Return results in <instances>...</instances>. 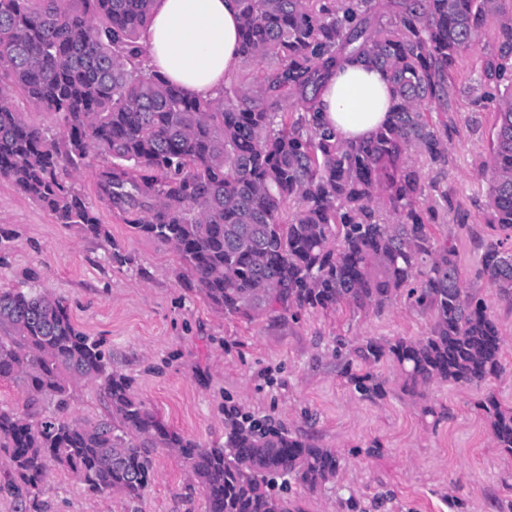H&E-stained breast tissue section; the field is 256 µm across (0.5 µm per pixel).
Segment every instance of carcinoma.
<instances>
[{"label": "carcinoma", "mask_w": 512, "mask_h": 512, "mask_svg": "<svg viewBox=\"0 0 512 512\" xmlns=\"http://www.w3.org/2000/svg\"><path fill=\"white\" fill-rule=\"evenodd\" d=\"M154 0H0V177L58 224L102 237L109 258L129 257L84 194L59 177L93 156L99 200L133 233L172 246L194 287L226 316L272 312L381 313L405 295L429 315L426 335L355 348L365 398L385 395L369 368L389 361L404 392L435 382L498 377L502 332L465 287L454 239L437 240L424 168L448 166L455 110L452 73L495 23L481 51V98L493 105L488 224L476 276L512 303V0H236L241 64L214 99L186 95L143 66L141 32ZM346 58L384 71L390 119L345 143L319 120L315 96ZM23 96L54 114L51 139L16 106ZM300 108H290V99ZM26 394L0 407V492L21 503L54 468L93 496L140 500L155 477L151 449L178 453L203 489L205 512H291L282 492L336 480L332 448L229 414L224 444L207 448L169 428L112 369L102 343L62 301L0 290V381ZM98 386L106 413L72 417L80 384ZM478 406L493 444L512 454V408L488 392Z\"/></svg>", "instance_id": "1"}]
</instances>
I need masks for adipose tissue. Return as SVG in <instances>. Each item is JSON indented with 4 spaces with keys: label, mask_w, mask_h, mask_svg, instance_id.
I'll return each mask as SVG.
<instances>
[{
    "label": "adipose tissue",
    "mask_w": 512,
    "mask_h": 512,
    "mask_svg": "<svg viewBox=\"0 0 512 512\" xmlns=\"http://www.w3.org/2000/svg\"><path fill=\"white\" fill-rule=\"evenodd\" d=\"M238 26L234 0H156L148 64L188 96L215 98L241 64ZM319 101L322 121L347 142L371 137L391 105L385 74L351 60L330 77Z\"/></svg>",
    "instance_id": "ef3b65f1"
}]
</instances>
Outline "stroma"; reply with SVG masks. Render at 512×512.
Returning a JSON list of instances; mask_svg holds the SVG:
<instances>
[{"label":"stroma","instance_id":"35a3bbf8","mask_svg":"<svg viewBox=\"0 0 512 512\" xmlns=\"http://www.w3.org/2000/svg\"><path fill=\"white\" fill-rule=\"evenodd\" d=\"M481 78L476 53L456 67L461 90L449 113L455 131L444 169H430V199L447 191L438 235L469 224L456 245L467 288L485 298L504 336L503 373L479 386L435 383L422 396L400 390L398 369L375 368L384 398H360L344 363L366 338H418L428 314L406 298L382 313L341 310L296 317L263 315L248 321L224 315L181 279L180 259L168 245L135 235L102 206L95 188L99 160L67 170L130 261L108 258V245L80 227L58 224L12 181L0 178V286L33 288L63 299L90 336L103 339L115 370L131 376L139 397L172 429L202 445L224 441V410L233 407L281 423L336 450L344 468L317 491L297 486L300 512H512V456L495 448L475 406L485 393L512 406V306L476 278L481 242L495 239L486 221V185L475 176L488 154L491 104L476 103ZM435 413L423 415V406ZM156 478L141 512H204L203 493L174 451L157 449ZM0 512H125L119 496L95 497L72 474L55 470L23 508L0 498Z\"/></svg>","mask_w":512,"mask_h":512}]
</instances>
